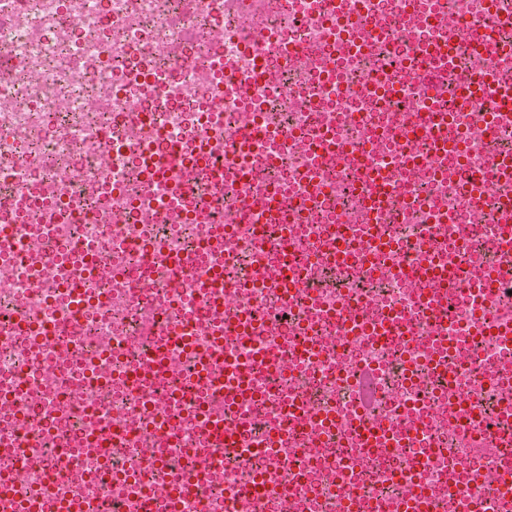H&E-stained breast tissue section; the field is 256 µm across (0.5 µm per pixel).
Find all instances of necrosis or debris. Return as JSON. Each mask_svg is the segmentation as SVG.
<instances>
[{
	"instance_id": "1",
	"label": "necrosis or debris",
	"mask_w": 512,
	"mask_h": 512,
	"mask_svg": "<svg viewBox=\"0 0 512 512\" xmlns=\"http://www.w3.org/2000/svg\"><path fill=\"white\" fill-rule=\"evenodd\" d=\"M462 32L443 83L419 84L410 66L436 33L417 26L403 0H341L334 25L311 0H0V435L19 460L0 461V479L59 499L82 512H126L122 487L157 498L159 512H224L238 484L289 454L308 483L304 497L273 493L237 512H343L350 496L388 494L406 512L419 493L431 512H467L480 501L498 512L497 480L512 464V340L486 333L487 321L512 328V244L497 228L495 195L463 184L512 152V113L492 99L462 102L463 77L512 75V0H423ZM381 21L379 33L361 26ZM490 25L510 53L479 52ZM286 38L289 55L272 52ZM335 59L320 75V58ZM390 72L399 91L374 88ZM419 112L444 113L448 152L416 141L406 161L379 131ZM502 133L491 135V122ZM275 124L278 137L240 143L241 124ZM356 144L366 162L388 170L390 209L377 213L350 166L326 172L329 193L296 225L302 288L285 295L258 287L250 268L258 238L276 243L257 200L272 188L304 198L301 175L316 161L315 136ZM239 163L249 184L196 174V164ZM448 226V260L467 261L469 279L430 307L419 283L400 278L402 262L436 263L423 226ZM390 225L391 262L373 272L358 237L372 220ZM332 224L353 231L354 262L330 266L311 247ZM171 255L189 266L168 264ZM497 276L489 298L483 282ZM222 300L224 324L202 312ZM359 301L411 327L380 341L347 335L340 316ZM444 315L440 333L431 321ZM167 346L162 380L130 374L154 346ZM318 346L321 354L267 367L266 351ZM223 347L228 361L253 367L252 385L227 409L229 424L251 422L241 447H208L204 418L224 399L222 383L201 381L204 355ZM448 376L440 378V362ZM377 371L385 401L374 416L395 445L362 455L361 418L350 393L358 368ZM302 396L316 415L303 431L269 448L265 425L282 424L280 399ZM476 414L463 422L460 404ZM122 425L124 442L99 447L102 427ZM502 443L474 455L478 442ZM428 452L427 466L411 460ZM203 461L210 480L178 497L174 464ZM461 465L443 473L449 455Z\"/></svg>"
}]
</instances>
